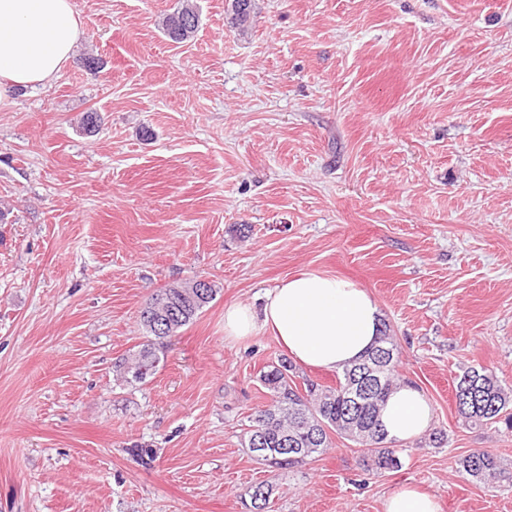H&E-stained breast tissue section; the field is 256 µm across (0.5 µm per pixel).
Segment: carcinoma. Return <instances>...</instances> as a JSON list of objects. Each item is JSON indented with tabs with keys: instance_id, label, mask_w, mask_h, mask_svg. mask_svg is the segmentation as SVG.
Instances as JSON below:
<instances>
[{
	"instance_id": "cac0c4a2",
	"label": "carcinoma",
	"mask_w": 512,
	"mask_h": 512,
	"mask_svg": "<svg viewBox=\"0 0 512 512\" xmlns=\"http://www.w3.org/2000/svg\"><path fill=\"white\" fill-rule=\"evenodd\" d=\"M255 8V0H232V25L245 31ZM198 26L195 0H178L174 12L162 21L165 34L176 43L192 37ZM216 295L217 288L211 283L207 295L200 297L195 280L172 284L153 294L140 311L146 340L132 354L113 364L112 373L116 379L130 385L143 383L157 371L160 358L156 340L160 336L152 328V320H171L169 331L173 336L197 318ZM383 348L390 350V358L381 371L380 385L370 389L367 396L351 399L365 382L367 365ZM397 367L398 345L385 322L375 346L359 363L344 368L334 387L322 386L305 377L299 385L296 383L299 377L296 366L286 358L277 359L260 371L259 378L267 390L269 402L251 415L244 433V447L262 464L287 470L323 455L331 447V434L334 433L362 446L367 471L381 474L399 470L402 467L400 449L395 447V440L389 438L381 422L387 397L400 385ZM471 376L478 378L480 399L476 404H459V415L474 425L502 421L512 427V389L503 387L486 368L465 371L455 389H460ZM459 464L480 484L512 483V471L504 468L499 457L486 448L470 450ZM250 495L254 508L261 512L269 503L272 487L259 483L250 488Z\"/></svg>"
}]
</instances>
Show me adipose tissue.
<instances>
[{
    "mask_svg": "<svg viewBox=\"0 0 512 512\" xmlns=\"http://www.w3.org/2000/svg\"><path fill=\"white\" fill-rule=\"evenodd\" d=\"M81 33L70 0H0V112L15 94L51 84L71 59ZM382 313L367 291L332 275L303 271L267 294L260 309L235 304L224 312L231 339L269 330L300 365L340 369L373 344ZM382 422L390 437L408 441L432 425L425 396L410 385L390 396ZM383 512H439L436 497L403 484L385 499Z\"/></svg>",
    "mask_w": 512,
    "mask_h": 512,
    "instance_id": "1",
    "label": "adipose tissue"
}]
</instances>
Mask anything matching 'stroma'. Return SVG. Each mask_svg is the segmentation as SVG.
I'll return each instance as SVG.
<instances>
[{
    "mask_svg": "<svg viewBox=\"0 0 512 512\" xmlns=\"http://www.w3.org/2000/svg\"><path fill=\"white\" fill-rule=\"evenodd\" d=\"M71 2L101 69L71 60L0 112V512H255L261 482L266 512H383L403 483L512 512V485L458 465L511 468L512 429L454 398L472 367L512 387V0H258L244 33L232 0H197L181 44L178 0ZM307 270L371 294L433 408L442 444L406 442L399 471L340 437L291 471L241 445L284 350L226 338L224 310ZM186 279L215 300L118 384L144 302ZM199 26V12L194 0H179L173 13L162 21V28L167 37L176 43L186 41ZM462 470L480 484L512 483V471L504 468L499 457L486 448H474L463 456Z\"/></svg>",
    "mask_w": 512,
    "mask_h": 512,
    "instance_id": "stroma-1",
    "label": "stroma"
}]
</instances>
